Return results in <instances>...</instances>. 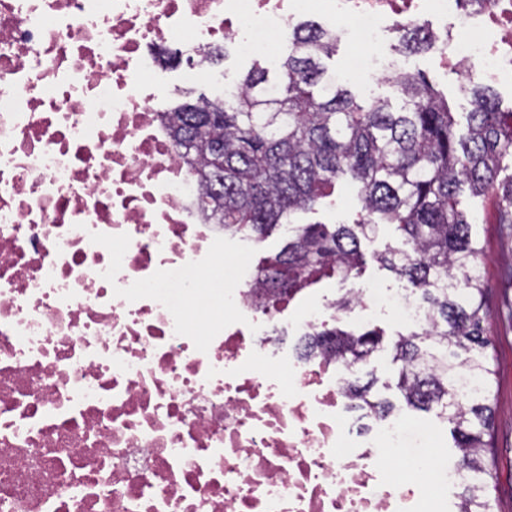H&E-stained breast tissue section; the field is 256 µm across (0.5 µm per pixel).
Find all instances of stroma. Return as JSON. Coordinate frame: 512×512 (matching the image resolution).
<instances>
[{"mask_svg": "<svg viewBox=\"0 0 512 512\" xmlns=\"http://www.w3.org/2000/svg\"><path fill=\"white\" fill-rule=\"evenodd\" d=\"M288 44L278 41L270 54L253 59L235 53L221 61L220 67L225 74L201 80L192 84L183 82L181 67H166L163 77L170 91L165 103L175 106L187 98L206 95L216 99L224 96V77L239 79L253 65L260 63L271 66L280 56L286 55ZM379 55L394 60L400 70L406 72L421 71L436 84L448 99L452 111L465 114L468 103L460 90L462 80L453 69H442L434 53H410L402 49L397 34H390L378 47ZM460 207L474 216L473 231L483 246L479 265L490 289V316L488 320L490 345L487 349L488 366L492 371L489 378V398L493 407L491 423V452L493 477L490 479L485 495L489 499L493 512H512V278L508 270L512 269V235L502 233L497 224L498 207L494 197L473 196L463 193ZM360 204L355 187L347 181H336L330 196L319 201L314 210L300 212L292 216L291 223L333 224L353 223L359 214ZM288 237L286 226H278L267 238L257 241L239 240L235 236L224 238V274L232 276L239 272L246 256L254 260L273 257ZM403 237L393 226L380 227L376 236L362 240L360 250L363 265L359 274L343 280L337 276L323 278L319 287L323 294L344 296L349 292L364 289L383 296L405 288V281L383 269L375 260V255L386 246L399 247ZM340 325L347 330L364 331L374 329L381 334V349L370 361L358 370L361 382L372 385V394L379 399L398 401L399 393L395 387L397 367L392 364L390 351L398 334L407 332L408 327L400 323L391 312L379 309L371 316H362L358 308L344 311ZM407 427L411 435L417 438L435 434L436 447L432 457L435 467L452 470L460 466L461 457L454 446L451 426L446 420L438 418L436 412L410 411L406 414Z\"/></svg>", "mask_w": 512, "mask_h": 512, "instance_id": "1", "label": "stroma"}]
</instances>
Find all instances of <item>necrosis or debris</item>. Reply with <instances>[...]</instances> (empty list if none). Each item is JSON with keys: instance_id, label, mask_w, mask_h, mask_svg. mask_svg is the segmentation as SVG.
Here are the masks:
<instances>
[{"instance_id": "obj_1", "label": "necrosis or debris", "mask_w": 512, "mask_h": 512, "mask_svg": "<svg viewBox=\"0 0 512 512\" xmlns=\"http://www.w3.org/2000/svg\"><path fill=\"white\" fill-rule=\"evenodd\" d=\"M312 13L371 41L422 19L512 79V0H0V512H445L459 473L284 349L335 299L214 277L224 227L160 117V51L199 81Z\"/></svg>"}]
</instances>
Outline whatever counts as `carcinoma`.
I'll use <instances>...</instances> for the list:
<instances>
[{
  "mask_svg": "<svg viewBox=\"0 0 512 512\" xmlns=\"http://www.w3.org/2000/svg\"><path fill=\"white\" fill-rule=\"evenodd\" d=\"M286 40L279 80L257 66L222 101L202 96L172 107L164 113L171 139L195 143L180 158L204 188V213L211 217L222 208L224 230L257 240L313 208L336 179L357 184L354 223L297 225L258 270L274 292L349 276L362 264L361 239L380 224L396 226L410 249H388L375 259L406 280L429 311L425 325L393 344L397 386L407 406L436 410L454 425L464 470L458 512H491L484 497L493 477L484 456L492 413L487 288L474 272L481 247L459 196L467 189L497 197L498 223L512 224V180H498L503 159L512 157V110L498 108L490 87L471 83L463 88L470 110L461 130L448 100L410 73L394 80L399 107L381 98L361 104L322 63L334 54L338 37L309 22ZM399 41L410 51L433 50L419 26H400ZM424 336L433 348L416 343ZM380 343L374 331L333 326L312 334L303 351L328 352L353 372ZM349 392L358 409L381 417L395 411L371 394L368 382L350 380Z\"/></svg>",
  "mask_w": 512,
  "mask_h": 512,
  "instance_id": "cac0c4a2",
  "label": "carcinoma"
}]
</instances>
